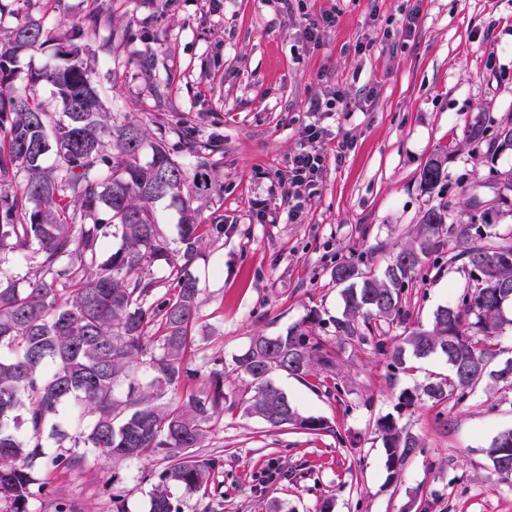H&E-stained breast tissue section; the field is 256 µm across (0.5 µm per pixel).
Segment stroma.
I'll return each mask as SVG.
<instances>
[{
    "instance_id": "obj_1",
    "label": "stroma",
    "mask_w": 512,
    "mask_h": 512,
    "mask_svg": "<svg viewBox=\"0 0 512 512\" xmlns=\"http://www.w3.org/2000/svg\"><path fill=\"white\" fill-rule=\"evenodd\" d=\"M93 2L109 23L82 45L105 109L115 121H139L185 165L194 163L187 137L208 148L214 180L199 203L204 257L194 269L198 348L186 358L184 392L204 387L254 334L286 332L313 311L317 337L336 359L330 373L272 374L325 429L272 428L225 405L202 448L224 459L219 491L182 493L181 512H268L274 501L281 512H319L328 498L334 512H512V483L484 453L512 429V388L486 377L467 400L432 404L423 388L447 376L446 359L415 358L396 371L375 338L336 336L343 301L331 278L341 262L382 272L423 212L441 203L451 206L449 223L487 222L512 239V210L497 197L512 150L466 141L477 113L492 130L512 119V0H19L18 15L0 19V43L21 15L51 40L19 57L16 86L53 61ZM326 12L334 26L307 41V20ZM330 91L343 94L347 110L311 111ZM309 124L326 130L316 144L325 162L296 224L279 181ZM443 150L447 176L426 192L421 171ZM442 240L406 285V320L384 326L385 343L429 325L467 287L455 237ZM386 416L424 444L398 474L376 431ZM63 448L44 436L33 475L46 489L30 512H55L61 500L74 512H148L165 461L52 469Z\"/></svg>"
}]
</instances>
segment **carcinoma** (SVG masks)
<instances>
[{
  "label": "carcinoma",
  "mask_w": 512,
  "mask_h": 512,
  "mask_svg": "<svg viewBox=\"0 0 512 512\" xmlns=\"http://www.w3.org/2000/svg\"><path fill=\"white\" fill-rule=\"evenodd\" d=\"M106 23L91 6L81 27L58 50L60 62L28 75L32 87L53 88L59 117L14 86L17 59L46 42L40 22L27 19L9 32L0 52V251L27 256L34 264L22 277L0 275V512H29L35 486L34 460L42 455L46 430L71 442L67 453L50 460L57 470L78 468L87 457L99 460L148 459L167 466L150 492L149 512H180L178 491L206 490L223 468L219 457L198 453L211 424L224 411V375L211 373L207 388L178 394L186 378L187 353L194 349L198 278L193 272L201 250L199 209L212 180L207 161L193 140L197 159L187 168L162 142H148L136 120L113 122L102 111L94 71L82 56L83 35ZM487 138L484 114L467 126V139ZM150 145L151 159L140 153ZM512 149V122L497 127L489 150ZM53 152L57 164L43 166ZM448 156L425 164L420 180L434 190L445 178ZM181 205L179 246L172 248L160 228L156 202ZM448 206L427 209L415 236L377 277L349 262L336 264L332 278L343 286L344 307L334 319L336 335L361 341L384 323L403 320L401 293L423 259L441 244ZM120 234L121 245L102 258L104 239ZM457 257L478 272L461 303L436 310L432 323L417 326L378 351L389 366L407 368L410 358L443 355L445 378L431 381L423 395L443 404L464 399L483 375L470 369L493 356L475 337L495 336L508 323L498 292L512 285V241L500 239L464 247ZM155 265L170 269L174 293L151 300ZM315 312L284 334L257 333L233 358L231 372L248 379L239 391L244 413L272 427L320 430L324 423L305 416L272 380L275 370L305 376L331 371L336 363L312 337ZM151 381L142 386L140 369ZM74 404L88 419L68 432L65 406ZM389 471L396 473L421 452L420 439L390 417L377 421ZM485 452L503 481L512 480V430L501 432Z\"/></svg>",
  "instance_id": "carcinoma-1"
}]
</instances>
